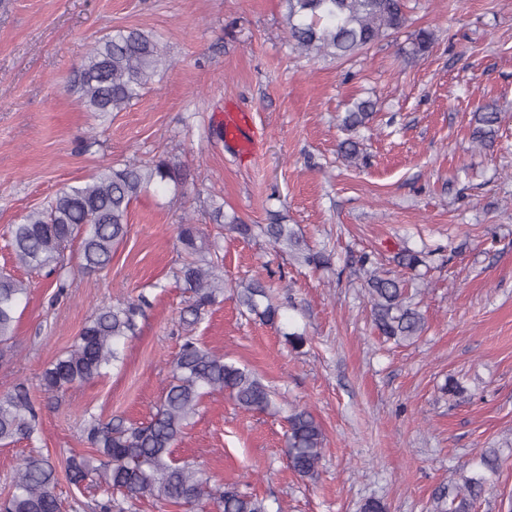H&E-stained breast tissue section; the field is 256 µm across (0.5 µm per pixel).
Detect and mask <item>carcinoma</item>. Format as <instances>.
Listing matches in <instances>:
<instances>
[{"label": "carcinoma", "mask_w": 512, "mask_h": 512, "mask_svg": "<svg viewBox=\"0 0 512 512\" xmlns=\"http://www.w3.org/2000/svg\"><path fill=\"white\" fill-rule=\"evenodd\" d=\"M288 37L306 53L348 57L407 22L405 0H284ZM434 34L420 29L408 54L430 51ZM166 60L158 41L139 29H120L103 36L74 70L73 83L91 112H121L160 75ZM374 104L355 103L343 117L344 127L356 130L372 118ZM500 116L483 105L472 112L473 139L487 147L494 143ZM188 174L183 166L166 158L122 167L108 164L83 183L61 188L45 205L28 212L12 226L10 246L18 263L46 275L64 269V253L79 242V268L105 269L127 235L129 209L141 195L158 185L183 190ZM229 229L243 238L260 234L274 247L302 255L315 267L330 263L324 252L310 253L298 231L288 224H245L237 219ZM183 259L173 272L190 293L180 321L186 327L200 322L206 308L224 297L223 257L202 245L198 229L187 219L178 226ZM372 322L378 333L395 341H410L425 330V320L411 304L407 283L398 277L364 270ZM28 284L10 272L0 271V343L14 335L17 311L27 296ZM236 300L243 312L274 324L280 305L270 285L252 279L238 286ZM146 300L97 307L79 336L41 375L44 391L58 393L82 386L102 375L120 359V346L137 334L138 318ZM172 380L147 423L103 422L87 427L91 453L67 458L64 472L77 487L88 481L102 496L99 512H134L137 503L150 499L164 506L203 510L212 504L217 512H268L266 499L246 494L234 485H213L210 476L191 460L174 457L173 448L192 424L204 396L226 391L246 411L265 412L274 405V392L252 371L225 361L224 356L188 336L171 362ZM288 466L299 477L314 479L323 458L324 432L306 408H296L287 418ZM39 411L27 388L16 385L0 393V444L40 439ZM499 452L488 448L480 455L479 469L460 475V483L433 499V512H472L498 473ZM56 466L51 458L31 453L16 467L12 483L0 499V512H62L57 494Z\"/></svg>", "instance_id": "1"}]
</instances>
